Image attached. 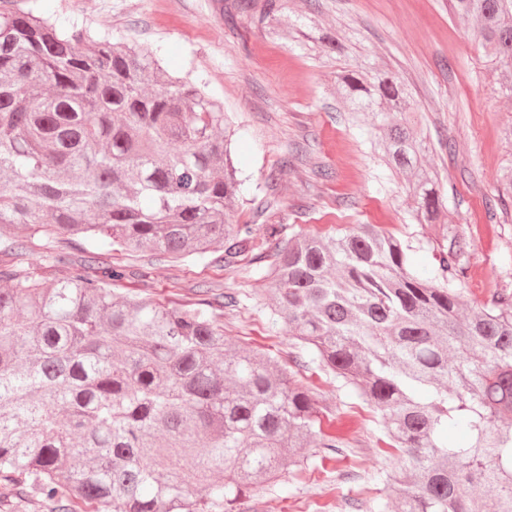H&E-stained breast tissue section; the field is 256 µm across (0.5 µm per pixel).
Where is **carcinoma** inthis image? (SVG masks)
Returning a JSON list of instances; mask_svg holds the SVG:
<instances>
[{"mask_svg":"<svg viewBox=\"0 0 512 512\" xmlns=\"http://www.w3.org/2000/svg\"><path fill=\"white\" fill-rule=\"evenodd\" d=\"M512 73V0H449ZM281 0L254 23L273 27ZM158 89L148 94L145 88ZM352 123L377 131L381 159L419 224L439 225L434 270L372 224L340 238H261L230 216L242 182L234 131L205 79L149 53L0 0V241L82 239L87 251L271 258L266 306L298 365L333 376L373 412L398 470L376 469L399 512H512V293L464 309L472 245L448 222L422 116L392 72L341 70ZM63 278L0 267V481L55 512H245L252 489L305 463L326 430L311 388L270 355L224 336L213 305L115 294L125 267L58 255Z\"/></svg>","mask_w":512,"mask_h":512,"instance_id":"carcinoma-1","label":"carcinoma"}]
</instances>
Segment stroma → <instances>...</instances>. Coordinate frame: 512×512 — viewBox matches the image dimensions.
Masks as SVG:
<instances>
[{"instance_id": "obj_1", "label": "stroma", "mask_w": 512, "mask_h": 512, "mask_svg": "<svg viewBox=\"0 0 512 512\" xmlns=\"http://www.w3.org/2000/svg\"><path fill=\"white\" fill-rule=\"evenodd\" d=\"M262 2L244 9L239 0H13L15 8L46 10L60 24L137 43L169 71L206 79L239 130L233 161L249 192L234 223L253 225L259 236L279 224L287 237H331L352 224H376L411 241V260L426 274L434 227L413 220L398 179L373 154L369 133L352 125L336 85V71L345 66L396 73L424 118L427 160L452 221L474 244L465 302L479 305L512 292V210L488 219L498 181L512 168V144L503 138L512 97L471 24L450 12L448 0H284L272 32L253 22ZM299 24L360 50H307L292 37ZM105 260L130 272L114 286L121 293L188 308L235 294L237 306L222 311L225 336L276 355L323 405L342 408L350 449L340 456L306 449V467L254 490L248 512H367V501L384 494L383 486L364 479L370 470L396 467L372 431L373 415L337 391L332 377L297 369L287 331L273 328L265 306L268 262L252 253L231 268L218 253L183 262L112 252Z\"/></svg>"}]
</instances>
